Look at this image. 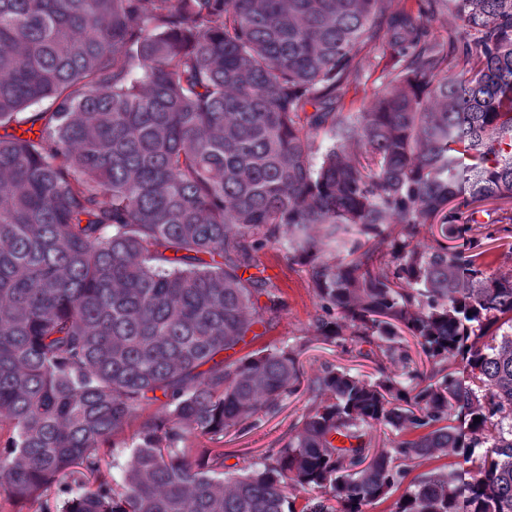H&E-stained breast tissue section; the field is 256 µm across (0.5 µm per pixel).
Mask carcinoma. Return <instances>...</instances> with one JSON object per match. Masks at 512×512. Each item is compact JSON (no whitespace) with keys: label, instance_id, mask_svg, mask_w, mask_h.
I'll return each instance as SVG.
<instances>
[{"label":"carcinoma","instance_id":"carcinoma-1","mask_svg":"<svg viewBox=\"0 0 512 512\" xmlns=\"http://www.w3.org/2000/svg\"><path fill=\"white\" fill-rule=\"evenodd\" d=\"M38 121L0 135V512H365L449 455L391 512H512V0H0V128ZM282 233L377 377L240 354L286 307L252 256ZM407 335L429 368L398 379ZM300 392L224 475L201 440ZM381 67L369 71L365 77L361 79L360 85L355 91L351 88L344 99V107L342 112H357L364 99H369L375 92L379 90L381 79ZM486 248L489 249L485 262L490 271H496L498 268L506 269L512 266V253H509L508 245L504 243L512 242V239L505 241H487ZM452 459L448 458H433V459H421L417 462V465L405 478L404 483L395 491L392 496L384 503L368 508L367 512H389L392 503L398 498L403 492L405 487L413 482L417 477H421L425 473L435 470H445L448 468V464Z\"/></svg>","mask_w":512,"mask_h":512}]
</instances>
